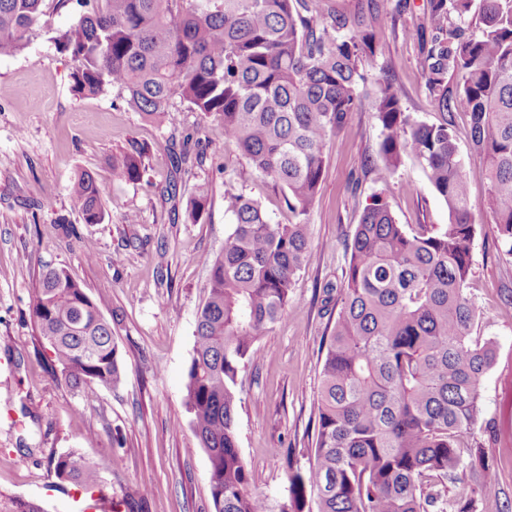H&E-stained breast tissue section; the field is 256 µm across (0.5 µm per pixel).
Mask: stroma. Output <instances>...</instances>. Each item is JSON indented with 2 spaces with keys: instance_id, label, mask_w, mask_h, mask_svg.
<instances>
[{
  "instance_id": "1",
  "label": "stroma",
  "mask_w": 512,
  "mask_h": 512,
  "mask_svg": "<svg viewBox=\"0 0 512 512\" xmlns=\"http://www.w3.org/2000/svg\"><path fill=\"white\" fill-rule=\"evenodd\" d=\"M77 9L62 10L34 29L26 48L0 57V498L38 501L48 512H210L208 456L184 405L198 309L207 296L211 260L234 219L225 191L257 199L271 222L291 220L283 193L260 177L224 138L217 115L189 111L174 100L164 119L127 107L118 88L84 98L72 90L75 67L51 40ZM426 23V0H389L381 19V51L360 67L364 100L325 147V169L307 222L311 245L279 322L263 336L241 374L237 429L255 491L276 500L288 488V459L307 466L316 443L320 349L336 319L325 304L326 285L341 286L352 240L365 206L383 194L402 224L442 225L448 208L422 170L405 161L387 170L379 157L382 125L365 97L379 74L400 90L405 112L433 123L440 114L422 74V57L406 29ZM469 182L476 232L468 294L481 336L497 344L482 382V410L471 434L477 456L493 464L497 480L474 485L459 470L445 479L449 499L472 500L475 512H512V256L500 244L488 208L487 166L470 149V120L452 117ZM206 144L202 163L173 174L169 148L184 140ZM143 150L135 182L112 175L113 156L131 144ZM91 173L102 191L105 217L85 223L70 184ZM176 181L175 195L164 188ZM210 198L199 223L186 208L200 183ZM137 223L126 221L127 214ZM72 225L64 235L63 225ZM95 245L86 259L84 241ZM67 268L90 297H104L124 367L114 387L71 389L49 364V352L30 316L43 266ZM104 468L100 490L59 484L47 461L69 450ZM145 498H138L140 487Z\"/></svg>"
}]
</instances>
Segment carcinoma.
<instances>
[{"label":"carcinoma","mask_w":512,"mask_h":512,"mask_svg":"<svg viewBox=\"0 0 512 512\" xmlns=\"http://www.w3.org/2000/svg\"><path fill=\"white\" fill-rule=\"evenodd\" d=\"M74 4L76 22L53 40L75 62L76 93L97 96L112 85L146 116L171 111L176 96L195 112L217 114L224 138L281 189L295 218L273 224L257 200L224 194L235 224L210 265L185 384V406L210 463L212 512H472L468 500L448 502L442 482L473 456L469 435L496 344L475 335L467 288L476 227L448 115L470 118L472 149L488 163L501 245L512 255V0H427L429 29L407 31L419 44L438 122L412 119L391 78L376 79L371 107L385 167L417 163L448 207V223L401 224L381 194L364 208L322 359L316 447L306 467L288 464L287 494L276 501L251 488L239 448L240 376L281 318L306 261V217L324 148L360 104L359 65L379 49L385 5L347 15L308 0H0V56L20 53L34 27ZM476 5L474 36L464 23ZM142 155L134 146L113 157L114 177L138 180ZM71 192L85 223L104 219L92 174H78ZM208 198L203 183L187 207L191 223ZM102 305L66 269L40 274L32 317L77 391L121 381ZM48 468L86 491L103 482L100 462L74 450L49 458ZM470 477L490 485L497 470L474 467ZM0 512L43 510L12 498L0 501Z\"/></svg>","instance_id":"cac0c4a2"}]
</instances>
